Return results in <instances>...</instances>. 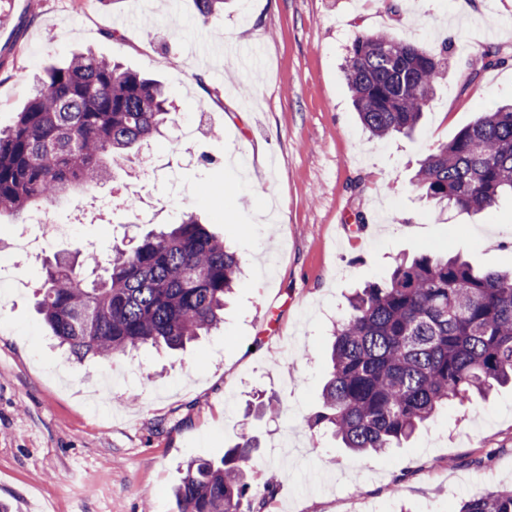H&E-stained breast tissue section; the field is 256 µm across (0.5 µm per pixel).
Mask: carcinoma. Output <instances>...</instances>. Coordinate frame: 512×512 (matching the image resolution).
Listing matches in <instances>:
<instances>
[{"label": "carcinoma", "mask_w": 512, "mask_h": 512, "mask_svg": "<svg viewBox=\"0 0 512 512\" xmlns=\"http://www.w3.org/2000/svg\"><path fill=\"white\" fill-rule=\"evenodd\" d=\"M200 15L224 0H195ZM442 62L387 33L355 37L345 64L358 116L374 138L410 134L434 94ZM168 95L158 81L86 50L36 78L15 125L0 131V211L23 213L69 189L110 178L104 158L161 133ZM415 182L441 207L468 213L512 196V103L480 114L421 162ZM241 260L193 215L79 264L45 267L39 310L82 361L118 360L143 347L177 350L223 321ZM336 324L319 409L306 417L358 453L397 448L443 406L512 385V270L475 269L423 250L366 285ZM256 444L191 462L174 489L178 512H265L276 495L253 488ZM459 512H512V489L479 492Z\"/></svg>", "instance_id": "1"}]
</instances>
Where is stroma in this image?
<instances>
[{
	"mask_svg": "<svg viewBox=\"0 0 512 512\" xmlns=\"http://www.w3.org/2000/svg\"><path fill=\"white\" fill-rule=\"evenodd\" d=\"M386 32L442 54L411 135L371 137L343 64L354 38ZM81 48L163 81L162 136L111 164L103 223L15 256L0 287V504L9 512H177L195 459L258 442L269 512H458L512 487V388L440 409L404 447L354 455L305 424L318 409L330 332L353 288L424 247L512 267V198L470 215L430 205L420 161L478 113L512 99V0H0V128L35 74ZM504 57L487 67L485 50ZM142 198L140 215L124 205ZM196 214L243 259L220 328L181 351L68 361L37 311L44 260L138 240ZM277 411L245 416L257 395Z\"/></svg>",
	"mask_w": 512,
	"mask_h": 512,
	"instance_id": "obj_1",
	"label": "stroma"
}]
</instances>
